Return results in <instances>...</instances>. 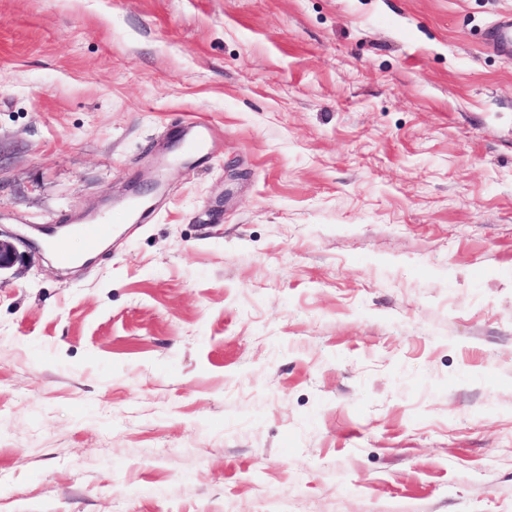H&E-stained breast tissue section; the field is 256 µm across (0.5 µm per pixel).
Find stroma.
Instances as JSON below:
<instances>
[{"instance_id": "obj_1", "label": "stroma", "mask_w": 512, "mask_h": 512, "mask_svg": "<svg viewBox=\"0 0 512 512\" xmlns=\"http://www.w3.org/2000/svg\"><path fill=\"white\" fill-rule=\"evenodd\" d=\"M505 17L0 0V512H512ZM160 175L56 263L40 225ZM488 43L507 61L512 59V19L495 22L488 31ZM190 128L194 133L185 138L184 149L189 155H197L203 152L211 135L212 127L205 120H193L190 122ZM151 216V211L142 209L139 202L132 199L123 206L113 208L112 213L106 219L100 222L95 220L93 223L82 224L78 235L82 238L86 253L94 254L112 236V232L115 230L114 224H129L134 219H137L141 224H145Z\"/></svg>"}]
</instances>
